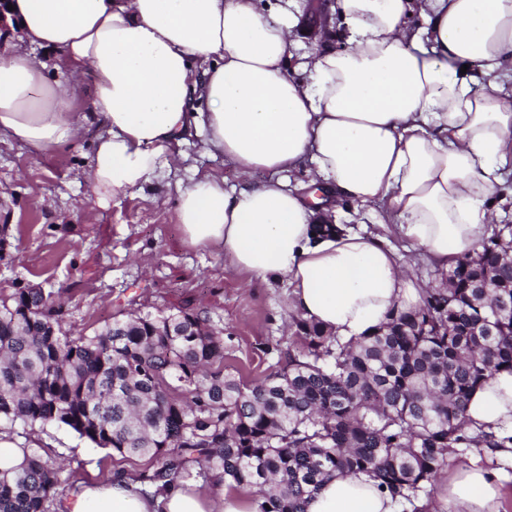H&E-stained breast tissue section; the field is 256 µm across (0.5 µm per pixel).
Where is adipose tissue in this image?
<instances>
[{
    "label": "adipose tissue",
    "instance_id": "adipose-tissue-1",
    "mask_svg": "<svg viewBox=\"0 0 512 512\" xmlns=\"http://www.w3.org/2000/svg\"><path fill=\"white\" fill-rule=\"evenodd\" d=\"M9 21L27 45L56 50L73 75L93 78L98 124L88 186L99 203L167 167L197 137L239 172L267 180L225 190L203 175L181 190L186 242L223 252L236 270L286 280L291 307L342 341L385 323L419 299L383 236L318 232L333 200L381 204L404 239L447 269L476 252L486 203L512 163V0H334L343 50H317L306 81L288 75L297 49L294 0L265 17L253 0H10ZM26 45V47H27ZM26 47L0 48V138L38 153L77 131L72 90L47 82ZM486 86H479L480 77ZM205 111H198V104ZM313 164L320 206L286 181ZM476 426L512 432V375L493 376L470 397ZM220 506L184 485L145 494L132 478L79 485L64 512H260L247 489H222ZM430 512H502L495 470L457 472ZM304 512H398L365 476L336 477Z\"/></svg>",
    "mask_w": 512,
    "mask_h": 512
}]
</instances>
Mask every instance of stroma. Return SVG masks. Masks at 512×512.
Instances as JSON below:
<instances>
[{
  "instance_id": "1",
  "label": "stroma",
  "mask_w": 512,
  "mask_h": 512,
  "mask_svg": "<svg viewBox=\"0 0 512 512\" xmlns=\"http://www.w3.org/2000/svg\"><path fill=\"white\" fill-rule=\"evenodd\" d=\"M98 133L85 125L74 141L41 155L0 140V225L10 227L0 294L26 284L65 289L71 302L64 327L74 336L121 310L203 308L224 330L226 371L251 384L282 368L289 352L302 347L290 326L287 284L250 278L223 255L188 246L176 216L179 190L199 175H216L228 186L246 183V176L192 141L171 167L103 206L87 184ZM0 433L60 463L63 495L150 464L95 447L64 426L0 424Z\"/></svg>"
}]
</instances>
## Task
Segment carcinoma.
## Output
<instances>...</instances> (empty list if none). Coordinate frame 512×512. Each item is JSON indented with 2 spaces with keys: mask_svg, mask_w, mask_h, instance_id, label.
Returning a JSON list of instances; mask_svg holds the SVG:
<instances>
[{
  "mask_svg": "<svg viewBox=\"0 0 512 512\" xmlns=\"http://www.w3.org/2000/svg\"><path fill=\"white\" fill-rule=\"evenodd\" d=\"M512 226L456 260L417 305L342 342L299 315L303 343L248 385L224 372V329L203 311L118 312L70 336L61 294L0 296V422L65 426L123 458L147 456L136 480L158 493L191 480L257 489L260 512H303L324 481L366 474L407 512L433 499L448 461L509 448L476 431L470 395L512 374ZM61 466L34 448L0 471V512H51Z\"/></svg>",
  "mask_w": 512,
  "mask_h": 512,
  "instance_id": "1",
  "label": "carcinoma"
}]
</instances>
